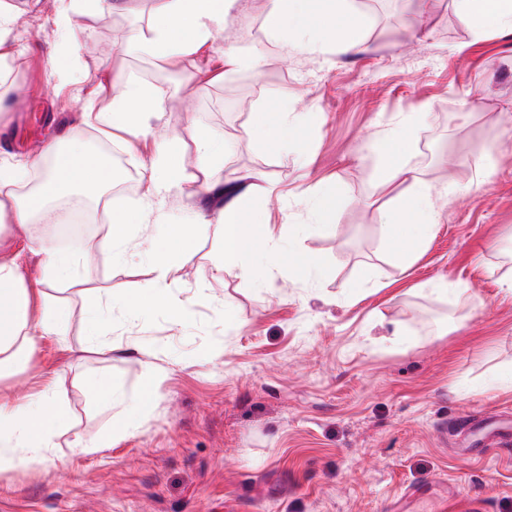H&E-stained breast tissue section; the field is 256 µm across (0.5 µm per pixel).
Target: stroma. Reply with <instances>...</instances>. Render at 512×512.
<instances>
[{
  "label": "stroma",
  "instance_id": "1",
  "mask_svg": "<svg viewBox=\"0 0 512 512\" xmlns=\"http://www.w3.org/2000/svg\"><path fill=\"white\" fill-rule=\"evenodd\" d=\"M16 20L9 74L0 81V162L23 163L70 128L85 100L111 103L122 83H102L105 66L151 86L176 136L183 174L236 184L261 176L270 195L253 217L264 249L252 276L216 270L224 239L197 225L190 262L175 263L167 285L189 311L132 310L154 276L157 252L118 257L101 243L116 211L137 209L143 186L105 192L94 224L84 225L79 255L88 267L47 285L38 241L56 225L0 229V255L19 254L34 302H61L66 333L39 338L29 368L0 382L21 398L52 383L75 431L93 439L139 428L83 457L60 448L54 460L0 476V512H512V451L488 457L462 449L456 422L489 415L512 420V388L482 385L512 370V33L475 40L456 0H347L364 20L363 52L311 47L284 52L250 33L265 0H241L242 20L217 32L193 61L217 64L225 47L255 59L243 99L222 83L202 85L183 69L119 51L125 33L146 28L152 0L100 19L76 14L58 28L60 0H12ZM73 43L72 79L59 84L48 51ZM268 115L265 137L251 129ZM420 116L405 156L435 188L437 223L408 269L393 265L382 241L393 191L369 153L370 139ZM221 145L222 164L202 172L195 135ZM104 159L122 148L126 169L141 174L152 139L126 145L83 129ZM215 196L171 193L140 227L162 243L170 224H197L218 213ZM320 262L308 270L304 259ZM445 294L429 292L441 282ZM112 295V346L87 349V315L97 294ZM106 372L125 404L98 413L88 376Z\"/></svg>",
  "mask_w": 512,
  "mask_h": 512
}]
</instances>
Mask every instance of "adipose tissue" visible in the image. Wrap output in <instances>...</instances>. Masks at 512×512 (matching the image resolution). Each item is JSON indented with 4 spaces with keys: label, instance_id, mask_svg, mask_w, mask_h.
<instances>
[{
    "label": "adipose tissue",
    "instance_id": "adipose-tissue-1",
    "mask_svg": "<svg viewBox=\"0 0 512 512\" xmlns=\"http://www.w3.org/2000/svg\"><path fill=\"white\" fill-rule=\"evenodd\" d=\"M236 0H156L154 23L147 30L130 31L126 45L135 51L157 58L167 65H180L193 59L214 39L217 28L233 22L232 10ZM318 29L315 33L321 46H334L345 52L363 50L360 19L342 0H314ZM459 15L474 38L490 33L512 31V0H459ZM163 112L154 93L147 85L125 79L120 98L104 109L92 104L82 107L81 123L94 126L103 135L119 130L133 138L151 134L154 123L162 122ZM418 117L403 114L399 127L392 132L389 143L392 151L381 158V171L388 183L397 188L387 211L383 237L386 252L403 268L414 260L412 250L404 246L405 230L415 213L425 215L422 235H429L436 222L432 187L422 173L403 161L412 145V128ZM79 136L76 129L67 130L48 144L46 155L58 158L72 157L68 179H57L52 171H44L41 182V205L32 208L28 202L8 195L0 198V221L7 219L24 227L33 221L34 212H41L45 221L58 223L62 215L54 202L65 196L94 192L112 185L114 174L97 154L85 151L75 153L73 145ZM182 157L172 140H164L156 147L143 179L145 190L138 217H146L155 201L173 191L186 195L212 193L209 182H189L182 178ZM269 188L256 182H244L227 188L229 197L217 221V229L224 237V263L240 267L243 274H251L247 262L252 249L263 238L258 225L244 217L243 206L248 201L266 198ZM192 231L189 225H172L166 235L179 243V250L165 255L155 267L156 277L134 295L136 305L163 307L174 316H182L183 301L165 281L174 262L189 260L186 245ZM64 333V314L52 300H44L40 308H33L17 256H0V380L26 369L36 345L37 335L60 336ZM71 428L69 414L55 386L48 385L24 398L0 402V474L19 467H37L53 459L59 436Z\"/></svg>",
    "mask_w": 512,
    "mask_h": 512
}]
</instances>
